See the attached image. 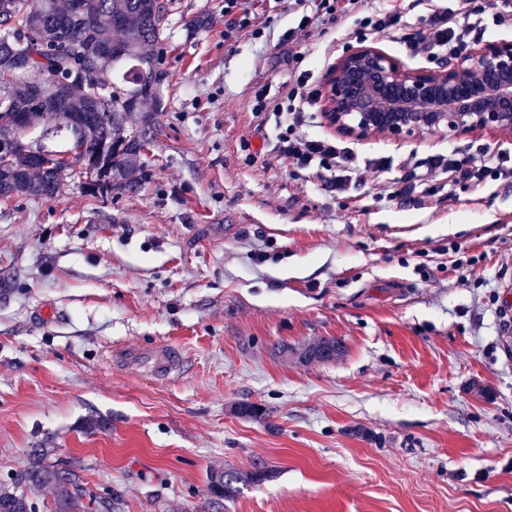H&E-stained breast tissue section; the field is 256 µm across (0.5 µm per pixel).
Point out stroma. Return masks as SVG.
<instances>
[{
    "instance_id": "obj_1",
    "label": "stroma",
    "mask_w": 512,
    "mask_h": 512,
    "mask_svg": "<svg viewBox=\"0 0 512 512\" xmlns=\"http://www.w3.org/2000/svg\"><path fill=\"white\" fill-rule=\"evenodd\" d=\"M243 6L261 37L225 38L224 0H176L208 22L164 52L137 190L0 198V483L49 448L84 512H512V188L391 196L512 136L351 139L360 169L329 195L255 129L252 94L298 51L325 82L356 17L295 48L291 0ZM321 337L343 356L293 357ZM156 340L183 349L179 380L109 357ZM215 468L272 476L225 500Z\"/></svg>"
}]
</instances>
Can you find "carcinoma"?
Instances as JSON below:
<instances>
[{"label":"carcinoma","mask_w":512,"mask_h":512,"mask_svg":"<svg viewBox=\"0 0 512 512\" xmlns=\"http://www.w3.org/2000/svg\"><path fill=\"white\" fill-rule=\"evenodd\" d=\"M174 0H0V197L51 198L61 182L81 180L93 198L140 184V158L157 121L125 133L144 99L160 100L159 59L149 48L172 37ZM78 41L72 55L62 43ZM94 70L89 85L75 78ZM36 448L10 487L0 486V512H35L25 489L54 490L53 512H83L69 473ZM268 472L213 470L212 492L231 499L239 483Z\"/></svg>","instance_id":"cac0c4a2"}]
</instances>
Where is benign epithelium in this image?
Here are the masks:
<instances>
[{
	"label": "benign epithelium",
	"mask_w": 512,
	"mask_h": 512,
	"mask_svg": "<svg viewBox=\"0 0 512 512\" xmlns=\"http://www.w3.org/2000/svg\"><path fill=\"white\" fill-rule=\"evenodd\" d=\"M325 102L327 123L358 140L440 129L512 135V42L473 47L435 71L361 47L330 71Z\"/></svg>",
	"instance_id": "benign-epithelium-1"
}]
</instances>
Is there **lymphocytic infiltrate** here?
Segmentation results:
<instances>
[{
    "label": "lymphocytic infiltrate",
    "instance_id": "lymphocytic-infiltrate-1",
    "mask_svg": "<svg viewBox=\"0 0 512 512\" xmlns=\"http://www.w3.org/2000/svg\"><path fill=\"white\" fill-rule=\"evenodd\" d=\"M300 15L296 27L288 29L283 41L296 44L310 36L314 22L337 23L344 13L358 17L355 37L384 36L404 46L411 56L449 60L460 56L468 47L472 32L487 25L512 28V0H465V13L442 5L411 23L406 12H390L377 0H294ZM310 71H295L278 93L267 86L255 88L251 114L256 128L268 123L281 125L278 152L292 161L296 170L308 172L329 192L344 189L346 176L354 156L341 141L299 134L297 128L306 106L312 105L319 91ZM432 168L440 170L449 190L480 185L488 179L512 180V167L505 155L483 149L471 155L452 153L431 160Z\"/></svg>",
    "mask_w": 512,
    "mask_h": 512
}]
</instances>
